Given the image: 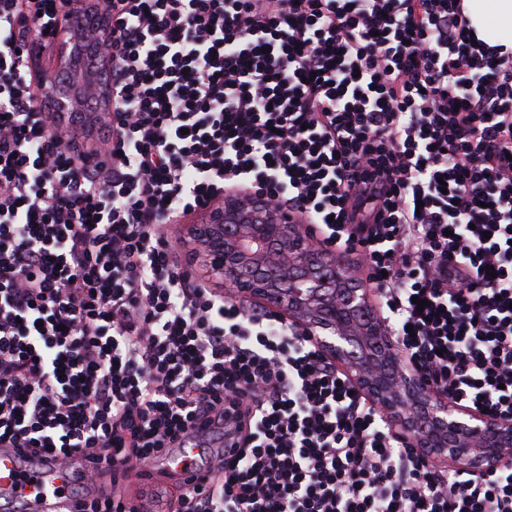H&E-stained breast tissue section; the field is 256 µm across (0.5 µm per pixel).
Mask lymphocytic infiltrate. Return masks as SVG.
Returning a JSON list of instances; mask_svg holds the SVG:
<instances>
[{"instance_id": "lymphocytic-infiltrate-1", "label": "lymphocytic infiltrate", "mask_w": 512, "mask_h": 512, "mask_svg": "<svg viewBox=\"0 0 512 512\" xmlns=\"http://www.w3.org/2000/svg\"><path fill=\"white\" fill-rule=\"evenodd\" d=\"M464 0H0V446L112 478L78 512H512L421 456L291 322L168 233L256 191L358 254L430 388L512 415V53ZM79 16L108 104L38 94ZM425 308H418V301ZM209 478L121 484L198 423Z\"/></svg>"}]
</instances>
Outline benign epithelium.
<instances>
[{
    "label": "benign epithelium",
    "instance_id": "1",
    "mask_svg": "<svg viewBox=\"0 0 512 512\" xmlns=\"http://www.w3.org/2000/svg\"><path fill=\"white\" fill-rule=\"evenodd\" d=\"M198 266L235 296L258 299L297 325L426 459L482 471L512 460V417H491L434 393L406 363L394 331L358 283L346 254L261 195L230 193L190 225Z\"/></svg>",
    "mask_w": 512,
    "mask_h": 512
}]
</instances>
